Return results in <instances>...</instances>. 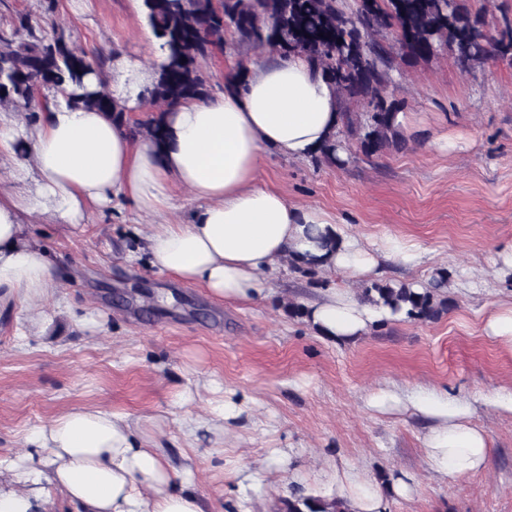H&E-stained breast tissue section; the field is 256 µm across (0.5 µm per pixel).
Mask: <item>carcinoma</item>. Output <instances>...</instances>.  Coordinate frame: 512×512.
Wrapping results in <instances>:
<instances>
[{
	"mask_svg": "<svg viewBox=\"0 0 512 512\" xmlns=\"http://www.w3.org/2000/svg\"><path fill=\"white\" fill-rule=\"evenodd\" d=\"M144 17L161 40L165 60L151 90L158 110L140 132L159 143L165 136L163 107L207 94L200 62L213 47L233 37L231 48L307 56L333 83L341 98L342 126L336 137L355 143L368 158L387 149L403 150L408 139L398 114L392 48L408 58L429 60L451 52L463 73L487 60L512 63V21L505 17L491 32L484 17L460 0H144ZM22 14L11 32L0 34V105L22 107L38 120L37 90H59L73 107L95 108L114 119L125 117L105 87L88 76L105 69L103 53L88 55L69 43L48 15ZM447 272L419 292L407 281L387 279L361 289V297L410 321L433 320L448 311L442 292ZM282 512H350L347 502L322 496H296Z\"/></svg>",
	"mask_w": 512,
	"mask_h": 512,
	"instance_id": "carcinoma-1",
	"label": "carcinoma"
}]
</instances>
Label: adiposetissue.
<instances>
[{"instance_id":"obj_1","label":"adipose tissue","mask_w":512,"mask_h":512,"mask_svg":"<svg viewBox=\"0 0 512 512\" xmlns=\"http://www.w3.org/2000/svg\"><path fill=\"white\" fill-rule=\"evenodd\" d=\"M142 38L151 54L115 58L105 81L119 104L142 108L165 59L151 29ZM35 125L0 108V160L17 189L0 195V307L26 305L27 325L42 329L38 307L59 286L53 261L24 239L37 215L77 228L88 210L131 198L151 218L144 247L127 259L204 288L217 300L253 301L269 294L268 275L284 260L340 274L306 306V322L345 342L395 321L389 308L358 299L356 284L382 279L383 263L416 266L417 244L395 237L364 243L336 216L295 205L260 184L267 156L304 160L334 142L342 124L335 86L299 54L257 55L224 75V91L169 106L166 137L154 143L104 113L69 106L61 92ZM195 203L188 220L174 218V190ZM251 397L213 402L205 420L186 418L188 435L220 430L247 413ZM380 411L404 409L425 420L428 468L448 477L487 468L488 434L468 421L469 408L440 393L415 397L389 390L369 398ZM25 448L0 458V512H210L195 489L191 464L174 467L163 448L127 414L74 407L29 432ZM335 497L352 512H389L383 488L346 465L335 471Z\"/></svg>"}]
</instances>
